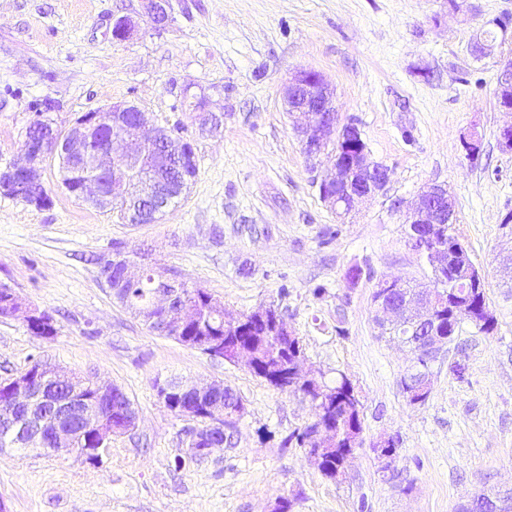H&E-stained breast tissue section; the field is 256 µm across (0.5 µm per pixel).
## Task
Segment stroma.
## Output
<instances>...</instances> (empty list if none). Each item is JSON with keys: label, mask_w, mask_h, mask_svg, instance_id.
I'll use <instances>...</instances> for the list:
<instances>
[{"label": "stroma", "mask_w": 512, "mask_h": 512, "mask_svg": "<svg viewBox=\"0 0 512 512\" xmlns=\"http://www.w3.org/2000/svg\"><path fill=\"white\" fill-rule=\"evenodd\" d=\"M156 27L141 0H0V169L24 157L33 100L55 101L56 126L132 102L152 124L182 130L198 172L185 197L154 224H128L70 195L57 163L40 178L52 203L0 196V284L47 312L57 334L41 340L18 317H0V379L33 360L119 386L135 432L113 437L97 466L77 454L0 453V512H456L476 494L512 487V152L499 130L498 65L472 41L488 21L512 17V0H169ZM140 31L112 37L113 18ZM336 89L372 158L390 172L383 193L339 220L282 106L299 70ZM223 113L221 136L200 135L199 97ZM477 134L478 155L464 136ZM447 186L454 231L486 281L493 335L463 323L432 366V392L408 404L400 380L413 354L378 334L372 300L380 278L429 283L406 238V204ZM150 253L205 288L226 313L269 304L303 344L306 368L347 377L360 400L362 443L342 476L325 477L305 450L285 445L314 419L308 398L280 392L240 362L214 359L161 336L118 304L98 257ZM360 270L351 281V270ZM327 289L315 297L316 286ZM466 364L464 378L450 369ZM174 377L222 381L242 400L232 444L176 469L190 422L160 403ZM399 439L383 469L372 445Z\"/></svg>", "instance_id": "stroma-1"}]
</instances>
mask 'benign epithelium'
<instances>
[{
	"label": "benign epithelium",
	"instance_id": "benign-epithelium-1",
	"mask_svg": "<svg viewBox=\"0 0 512 512\" xmlns=\"http://www.w3.org/2000/svg\"><path fill=\"white\" fill-rule=\"evenodd\" d=\"M144 12L150 15L158 26L169 20L168 0H143ZM138 33V23L131 16H121L112 25V38L119 42L133 39ZM498 92L503 93L512 84V57L500 55ZM283 103L286 112L294 118L293 131L299 139L306 158L317 161L321 155L331 152L334 158L333 169L318 182L322 200L340 218L366 200L378 195L389 182L386 166L373 160L358 128L344 122L336 109L335 89L319 73L301 70L296 72L283 89ZM197 111L201 132L217 137L224 124V114L205 109V101L194 105ZM104 122L110 131L121 130L126 143L117 152L112 140L96 148L99 123ZM168 130L149 123L145 113L134 104H112L95 110V114L77 118L69 127L60 129L48 122V133H37L35 125L26 130L25 163H14L0 171V194L27 204L38 203V197L28 193L30 189H40L43 184L37 168L47 159H56L68 177L78 181L79 188L73 196L92 202L99 209L108 212L112 207L123 205L124 215L130 224H152L157 222L174 202V197L163 190L164 173L173 166L176 156L172 155L167 144ZM344 140L359 143L357 152L349 159H342L336 145ZM406 218L412 224L425 226L428 235L436 237L447 233L456 223L455 210L447 188L431 185L418 194L408 206ZM427 261L433 274L448 282L451 295L457 296V289L483 288L484 277L479 271L469 272L466 282L456 284L447 280L454 272V261L464 259V248L458 246L455 255L448 256V249L434 246L425 250ZM113 264L121 267L124 274L135 277L142 267L151 264L147 255L130 256L118 250L113 253ZM168 287L158 293L165 303L155 302L154 310L160 312L166 323L173 325L198 318L197 310L190 302L194 286L181 278L168 276ZM0 291L14 305L10 316L23 315L24 321H38L46 312L24 306L12 288L5 286ZM441 296L427 290L420 296L396 306L382 304L378 307V326L381 329L399 328L404 325L406 316H411L412 337L420 351L437 356L448 345L446 337L440 335L432 324L431 314ZM55 385L72 384L74 378L62 371L39 364L38 368L23 372L0 381V390L7 395V408L0 412V433L13 437L28 448L45 452H75L87 464L96 466L112 443V437L128 434L138 427V413L133 407L123 413L121 421L110 429L98 431V443L94 448L82 447L83 422L92 410L88 399L79 392L70 393L57 403V414L45 416L42 407L48 398L41 388V380ZM86 390L93 393L95 402L107 405L112 400L113 385L102 383L96 378L86 379ZM190 394L204 406L208 421L204 429L198 430L195 441L207 442L212 449L216 441L210 434L223 430L224 407L217 400L224 390V383L213 381L200 384L194 381L182 382L178 389ZM336 429L316 420L307 425L301 440L309 448L308 455L319 462L321 451L331 442ZM398 440L392 436L382 437L373 444L378 457L389 468L395 459L392 448Z\"/></svg>",
	"mask_w": 512,
	"mask_h": 512
}]
</instances>
